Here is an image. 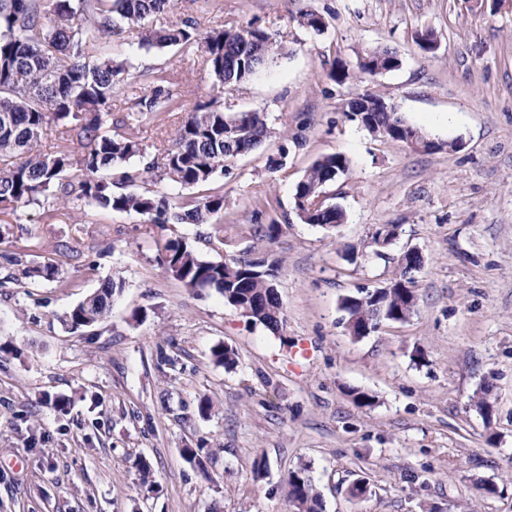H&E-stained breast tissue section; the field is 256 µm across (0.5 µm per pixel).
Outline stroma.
Returning a JSON list of instances; mask_svg holds the SVG:
<instances>
[{"label": "stroma", "mask_w": 512, "mask_h": 512, "mask_svg": "<svg viewBox=\"0 0 512 512\" xmlns=\"http://www.w3.org/2000/svg\"><path fill=\"white\" fill-rule=\"evenodd\" d=\"M306 10L322 15V34L297 25ZM185 18L203 30L259 28L290 54L225 90L201 55L144 52L138 29H125L103 53L137 74L172 75L174 97L142 114L117 86L113 122L133 123L151 152L214 99L229 114L265 112L274 134L206 185L128 163L137 191L223 193L213 225L160 226L77 203L0 214V512H290L288 475L304 464L323 512H512V5L175 0L152 24ZM425 29L436 34L431 53L415 42ZM369 46L397 49L400 68L344 85L328 78L334 61L356 67ZM374 90L435 141L459 138L464 148L414 152L349 121L345 103ZM283 145V166L269 169ZM327 153L350 160L328 188L346 212L330 230L301 222L293 200ZM271 222L282 231L265 246L256 228ZM385 224L399 236L378 256L371 236ZM176 238L211 260L266 247L281 262L282 332L168 274L159 245ZM409 250L422 257L416 311L352 338L341 298L386 285ZM13 254L22 265L7 263ZM47 264L59 280L38 275ZM110 277L125 287L102 321L77 333L62 323ZM218 345L236 351L233 369L215 362ZM486 386L488 420L472 404ZM351 388L374 405L357 406ZM258 457L267 469L257 478ZM361 479L367 493L351 497Z\"/></svg>", "instance_id": "1"}]
</instances>
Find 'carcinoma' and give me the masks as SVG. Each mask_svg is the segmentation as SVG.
<instances>
[{
	"label": "carcinoma",
	"mask_w": 512,
	"mask_h": 512,
	"mask_svg": "<svg viewBox=\"0 0 512 512\" xmlns=\"http://www.w3.org/2000/svg\"><path fill=\"white\" fill-rule=\"evenodd\" d=\"M172 0H0V211L39 204L53 198L91 208L146 215L154 224H214L224 212V195L175 200L167 195L127 189L132 177L125 173L112 180V170L137 159L147 173L158 172L183 187L213 181L228 163L258 148L271 134L266 115L244 112L228 115L212 103L198 104L178 129L175 144L161 155L147 158L146 147L135 128L112 131V93L126 85L132 91L130 111L156 112L172 93L161 84L142 86L141 76L130 73L123 61L97 55L104 40L117 36L122 25L141 30L139 48L172 47L184 54L200 53L215 80L233 90L270 69L288 56V47L251 26L224 25L202 31L185 19L171 28L152 29L148 21L168 12ZM53 19L46 20V14ZM297 23L314 32L325 29L323 17L305 11ZM272 40L275 53L261 59L259 42ZM402 64L396 50L368 47L358 56V71L339 63L328 77L340 84L357 74L376 75ZM391 99L379 91L360 94L347 102L345 113L371 134L406 143L415 130L400 115L378 110ZM57 127L53 149H40L44 128ZM77 132L81 151L64 146ZM349 159L341 153L317 158L296 184L294 210L306 224L333 228L344 220V211L328 201L326 187L346 174ZM167 273L192 290L213 288L252 323L272 331L282 329L285 318L276 283L262 274H278L280 263L265 251H248L239 257L211 261L187 243L170 239L162 247ZM422 257L409 250L399 259L400 272L386 287L359 289L341 300L346 321L354 323L349 334L363 338L370 325L404 322L418 303L413 271ZM124 282L107 279L90 301L79 302L66 313L74 331L95 326L110 311L112 297ZM218 364L231 368L235 351L214 347ZM288 500L293 512H322L321 495L305 467L288 477Z\"/></svg>",
	"instance_id": "carcinoma-1"
}]
</instances>
